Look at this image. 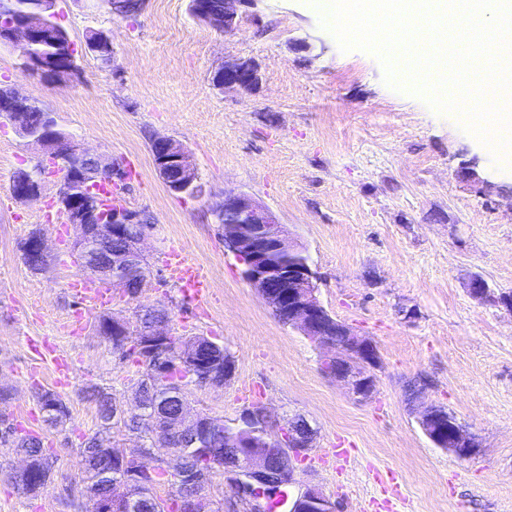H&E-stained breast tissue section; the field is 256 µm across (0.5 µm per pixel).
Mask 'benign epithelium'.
<instances>
[{
	"mask_svg": "<svg viewBox=\"0 0 512 512\" xmlns=\"http://www.w3.org/2000/svg\"><path fill=\"white\" fill-rule=\"evenodd\" d=\"M259 0H224V7L206 14V23L224 33L233 31L238 23L239 11L253 6ZM38 13L24 19L15 17L14 10H3L6 19L0 24V44L22 42L24 67L36 69L35 45L43 43V16L55 15V0H37ZM260 81L258 65L252 59L239 58L224 63L216 73V83L222 89H234L241 93L252 92ZM28 99L11 88H0V114L8 117L16 130L40 147L46 159H52L61 168L63 181L59 192V203L68 223L78 228L80 236L75 250L82 255L81 269L91 277L107 279L112 287L129 293L127 269L144 264L141 243L146 234L140 214L126 207L105 211L97 198L89 193L86 172L74 167L75 160H92L97 172L109 175L112 181L124 180V171L112 158L91 154L81 148L71 136L58 130L53 118L39 130L22 126L20 114ZM156 167L170 192L187 197L204 194L197 168L192 164L187 150L174 139L161 136L153 149ZM40 182L24 174H17L12 182V195L19 201H28L40 195ZM220 223L224 224V247L231 250L245 266V275L261 294L273 313L287 325L299 329L312 343L330 347L333 352L321 358L325 374L342 382L352 397L359 401L369 399L375 389V379L367 372L379 361L378 351L371 340L359 335L352 327L333 318L316 297L317 276L305 259L306 249L294 241L286 225L279 222L272 211L253 197L236 192L224 193V202L217 210ZM114 238L127 239L126 251L112 259V266L101 268L89 263L95 250ZM23 259L33 271H40L47 262L44 239L39 230L30 232L22 246ZM276 254L288 256V263L275 264ZM470 294L492 305H503L512 312V299L497 295L487 283L474 277L469 283ZM163 321L150 323L140 331L139 347L152 349V376L157 383L170 381L172 369L166 360L157 356L168 343V335L159 327ZM178 363L180 368L191 372H206V382L221 387L233 376L234 364L224 361L222 370H217L219 359L207 362L199 353V342L188 341L180 346ZM239 420L244 424H258L263 428V447L255 449L246 443L220 450L208 447L211 433L219 429L213 419L206 415L189 413L183 406L176 419L177 425L170 429L173 434L192 432V444L198 452L209 459L212 469L220 468L238 495L248 504L252 512H266L267 499L262 492L283 479L293 481L295 463L311 447L313 430L302 418L289 422L288 427L272 431L270 417L262 406L245 409ZM418 423L429 440L439 448H445L459 458H468L477 453L479 444L470 435L456 416L443 405H430L419 415ZM137 467L126 470L129 455L114 453L119 466L116 483L125 487V493L113 497V501L127 505L129 512H136L139 498L135 492L151 485L154 470L146 466L143 454L136 453ZM180 472L177 505L179 512H210L211 503L204 493L207 475L196 472ZM290 512H337V506L317 485L310 482L298 493Z\"/></svg>",
	"mask_w": 512,
	"mask_h": 512,
	"instance_id": "1",
	"label": "benign epithelium"
}]
</instances>
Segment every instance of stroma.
I'll use <instances>...</instances> for the list:
<instances>
[{"label":"stroma","instance_id":"35a3bbf8","mask_svg":"<svg viewBox=\"0 0 512 512\" xmlns=\"http://www.w3.org/2000/svg\"><path fill=\"white\" fill-rule=\"evenodd\" d=\"M190 0H147L136 20L106 0H57L55 19L76 54L74 80L47 83L23 66L20 45L0 46V86L37 101L59 129L127 172L123 205L148 223L142 246L150 277L138 296L113 290L90 309L70 290L78 274L75 228L58 237L61 174L42 178L33 201L13 198L14 175L40 149L0 122V512H87L80 451L102 434L117 451L139 452L142 438L123 425L102 430L88 387L136 409L143 367L112 349L102 318L134 322L142 307L168 310L172 336H204L224 346L234 375L223 387H184L191 413L236 422L264 406L274 428L297 417L314 430L296 482H311L339 512H381L386 479L400 496L391 512H512V312L472 297L477 275L512 294V163L494 156L465 128L389 86L373 53L342 51L312 0H260L224 34L195 20ZM112 43V63L90 51V31ZM253 59L260 82L249 94L221 90L214 72ZM166 135L187 147L207 186L199 198L173 195L150 150ZM470 166L488 180L478 189L457 178ZM268 206L302 244L318 273L317 298L329 313L369 338L379 362L372 397L353 399L320 369L321 348L284 325L224 246L215 210L225 192ZM40 230L43 270H30L22 244ZM179 248L210 285L199 312L158 258ZM69 358L67 383L55 381L45 345ZM428 388L409 397L410 381ZM56 392L70 417L47 427L38 402ZM443 405L480 445L466 459L435 447L418 411ZM41 437L52 477L38 493L18 488L20 433ZM349 449L352 462L326 467L318 454Z\"/></svg>","mask_w":512,"mask_h":512}]
</instances>
